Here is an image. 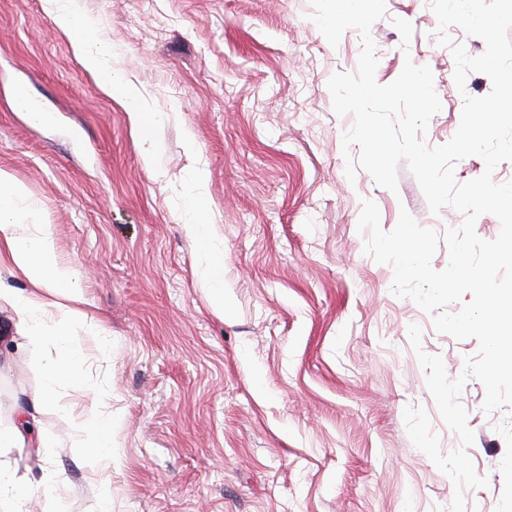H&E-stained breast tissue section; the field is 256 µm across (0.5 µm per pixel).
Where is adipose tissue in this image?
<instances>
[{
	"instance_id": "adipose-tissue-1",
	"label": "adipose tissue",
	"mask_w": 512,
	"mask_h": 512,
	"mask_svg": "<svg viewBox=\"0 0 512 512\" xmlns=\"http://www.w3.org/2000/svg\"><path fill=\"white\" fill-rule=\"evenodd\" d=\"M50 16L56 26L68 34L76 57L96 79L100 89L109 97L123 101L133 131L142 145L143 158L147 164H155L151 145V128L154 119L143 112L130 85L123 75L109 63L105 50L96 46L93 39V21L85 16L77 0H48ZM24 189L5 172L0 171V261H8L27 280L29 290H9L8 296L28 330L32 343L53 342L56 356L45 369V384L39 397L41 403H51L57 386L77 381L83 370V359L62 320L69 315V305L81 301L74 271L63 266L57 257L51 225H41L38 234H27L21 224L18 209L24 198ZM193 222L188 232L199 246L202 263L211 279V303L216 311L224 309V280L222 267L224 250L221 242L213 236L203 220L204 204L194 200ZM60 296L56 309L61 321L47 325L40 317L45 303L41 291Z\"/></svg>"
}]
</instances>
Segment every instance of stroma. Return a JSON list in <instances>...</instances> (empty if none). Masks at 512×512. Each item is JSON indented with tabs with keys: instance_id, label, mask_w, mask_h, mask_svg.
Segmentation results:
<instances>
[{
	"instance_id": "1",
	"label": "stroma",
	"mask_w": 512,
	"mask_h": 512,
	"mask_svg": "<svg viewBox=\"0 0 512 512\" xmlns=\"http://www.w3.org/2000/svg\"><path fill=\"white\" fill-rule=\"evenodd\" d=\"M371 28L376 80L405 60L429 66L442 108L426 145L456 132L465 97L492 84L454 82L430 0H385ZM98 41L141 108L156 113L146 164L127 109L106 97L52 22L44 0H0V170L27 192L26 224H49L83 303L69 324L86 372L34 408L53 344L31 348L0 298V428L30 422L0 470L28 479V512H90L100 483L112 512H440L452 481L411 442L406 407L428 413L442 452L460 445L443 422L408 336L440 356L449 378L476 339L437 332L433 317L392 294L393 270L364 250L358 218L374 201L384 231L401 210L437 233L459 227L429 210L407 165L398 189L362 166L347 178L327 83L355 72L357 30L331 46L311 0H80ZM411 23L402 42L393 19ZM52 112L31 122L19 91ZM224 247L225 314L214 311L195 239L192 198ZM112 338L101 354L88 336ZM485 389L460 395L486 487L467 512H512V408L484 413ZM112 417L114 461L92 474L77 440Z\"/></svg>"
}]
</instances>
